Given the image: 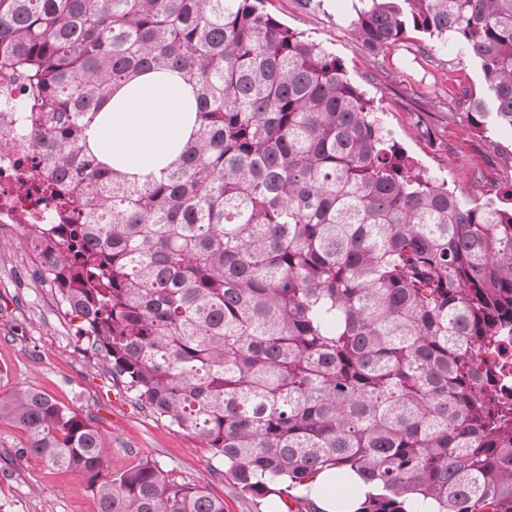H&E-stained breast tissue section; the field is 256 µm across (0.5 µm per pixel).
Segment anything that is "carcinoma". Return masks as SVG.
Segmentation results:
<instances>
[{"instance_id":"1","label":"carcinoma","mask_w":512,"mask_h":512,"mask_svg":"<svg viewBox=\"0 0 512 512\" xmlns=\"http://www.w3.org/2000/svg\"><path fill=\"white\" fill-rule=\"evenodd\" d=\"M265 0H0V69L22 78L27 152L58 199L31 224L41 284L157 418L254 499L324 468L379 488L356 512H512V404L481 353L512 335V206L416 169L343 64ZM376 57L415 32L463 46L473 133L512 128V0H358ZM196 89L198 128L130 181L85 130L153 70ZM21 455L80 475L99 512H224L150 461L104 472L93 423L0 393Z\"/></svg>"}]
</instances>
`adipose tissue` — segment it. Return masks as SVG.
I'll return each instance as SVG.
<instances>
[{"mask_svg": "<svg viewBox=\"0 0 512 512\" xmlns=\"http://www.w3.org/2000/svg\"><path fill=\"white\" fill-rule=\"evenodd\" d=\"M197 126L191 87L174 72H153L117 90L86 132L99 161L137 180L159 175L179 153ZM357 495L335 491L332 471L306 480L322 512H356L369 491L358 476H350Z\"/></svg>", "mask_w": 512, "mask_h": 512, "instance_id": "1", "label": "adipose tissue"}]
</instances>
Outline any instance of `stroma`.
I'll list each match as a JSON object with an SVG mask.
<instances>
[{
  "mask_svg": "<svg viewBox=\"0 0 512 512\" xmlns=\"http://www.w3.org/2000/svg\"><path fill=\"white\" fill-rule=\"evenodd\" d=\"M354 0H270L273 15L339 58L370 99L381 126L423 173L477 197L512 188V129L483 138L466 123L480 69L456 44L431 42L429 54L398 51L378 60L352 35ZM32 251L18 230L0 226V392L33 387L92 418L108 448L111 473L151 461L169 475L206 486L224 512H270L243 494L224 464L186 432L157 419L89 349L80 319L66 315L53 290L33 275ZM19 430L0 425V512H99L75 473L18 455Z\"/></svg>",
  "mask_w": 512,
  "mask_h": 512,
  "instance_id": "35a3bbf8",
  "label": "stroma"
}]
</instances>
